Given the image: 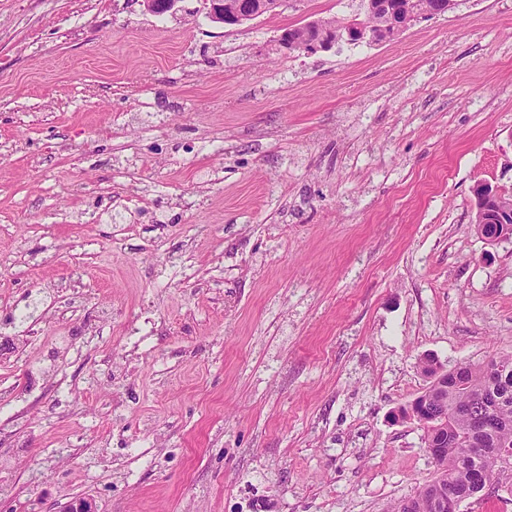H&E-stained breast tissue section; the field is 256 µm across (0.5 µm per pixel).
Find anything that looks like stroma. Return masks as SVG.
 Masks as SVG:
<instances>
[{
  "label": "stroma",
  "mask_w": 512,
  "mask_h": 512,
  "mask_svg": "<svg viewBox=\"0 0 512 512\" xmlns=\"http://www.w3.org/2000/svg\"><path fill=\"white\" fill-rule=\"evenodd\" d=\"M282 0H0V512H386L394 412L512 352V0L286 55ZM204 2L209 16L216 23L224 25V28L235 27L256 13L266 10L274 11L280 6L279 0H206ZM271 13L266 11L262 15ZM477 203L475 227L488 245H497L501 241L512 239V206L505 202V193L487 183H478L474 187ZM484 224L496 225L493 234H485Z\"/></svg>",
  "instance_id": "35a3bbf8"
}]
</instances>
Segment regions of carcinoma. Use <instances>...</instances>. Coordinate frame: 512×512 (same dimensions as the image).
I'll return each mask as SVG.
<instances>
[{
  "label": "carcinoma",
  "mask_w": 512,
  "mask_h": 512,
  "mask_svg": "<svg viewBox=\"0 0 512 512\" xmlns=\"http://www.w3.org/2000/svg\"><path fill=\"white\" fill-rule=\"evenodd\" d=\"M328 36L344 42L346 18L332 16L321 19ZM500 370L491 375L485 364H467L464 371H448V390L443 401L430 402L428 407L447 411L444 425L433 429L434 442L439 448L436 461L438 476L450 490L471 495L481 477L500 468L499 459L491 454L465 451L469 440L497 443L512 448V353L493 358ZM481 414L494 421L493 427L478 431L472 417ZM388 512H435L429 495L402 499L393 503Z\"/></svg>",
  "instance_id": "1"
}]
</instances>
